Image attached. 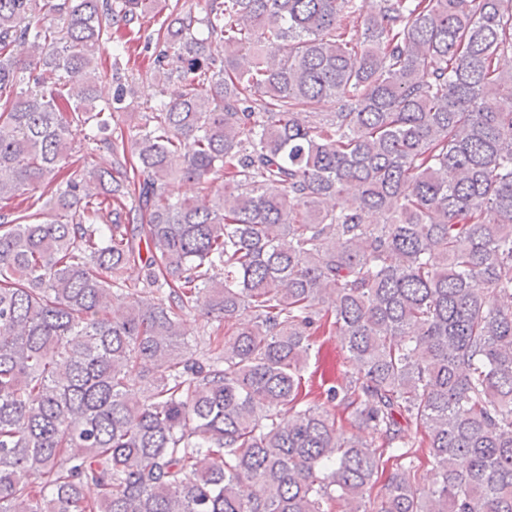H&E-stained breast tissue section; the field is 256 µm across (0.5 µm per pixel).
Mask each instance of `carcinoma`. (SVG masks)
<instances>
[{"label": "carcinoma", "instance_id": "carcinoma-1", "mask_svg": "<svg viewBox=\"0 0 512 512\" xmlns=\"http://www.w3.org/2000/svg\"><path fill=\"white\" fill-rule=\"evenodd\" d=\"M155 10L136 123L99 61ZM358 11L0 0V512H512V0ZM72 148H74L73 158L75 159L80 158L82 160L85 158V161L100 166H109L112 161V156L106 150L92 152L90 149H87V145L79 132L75 135ZM183 319V331L185 333L183 337L193 349L196 342L202 336H205L206 332L216 329L218 325L217 322L210 320V318L200 312L186 315ZM317 344H322L320 363L330 370L332 377L341 376L346 371V352L341 348L336 336H318ZM335 375V376H334Z\"/></svg>", "mask_w": 512, "mask_h": 512}]
</instances>
